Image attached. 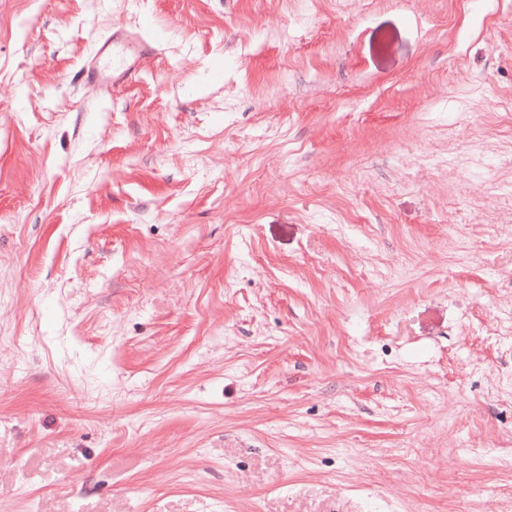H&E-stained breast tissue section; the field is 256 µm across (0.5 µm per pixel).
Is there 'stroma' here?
I'll use <instances>...</instances> for the list:
<instances>
[{
  "mask_svg": "<svg viewBox=\"0 0 512 512\" xmlns=\"http://www.w3.org/2000/svg\"><path fill=\"white\" fill-rule=\"evenodd\" d=\"M0 512H512V0H0ZM150 51L149 44L142 38L102 37L85 66L87 77L97 87L124 81Z\"/></svg>",
  "mask_w": 512,
  "mask_h": 512,
  "instance_id": "35a3bbf8",
  "label": "stroma"
}]
</instances>
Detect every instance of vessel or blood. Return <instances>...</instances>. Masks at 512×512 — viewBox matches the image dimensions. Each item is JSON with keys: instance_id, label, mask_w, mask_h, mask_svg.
Segmentation results:
<instances>
[{"instance_id": "obj_1", "label": "vessel or blood", "mask_w": 512, "mask_h": 512, "mask_svg": "<svg viewBox=\"0 0 512 512\" xmlns=\"http://www.w3.org/2000/svg\"><path fill=\"white\" fill-rule=\"evenodd\" d=\"M149 50V44L140 38H100L85 66L87 77L98 87L124 81Z\"/></svg>"}]
</instances>
